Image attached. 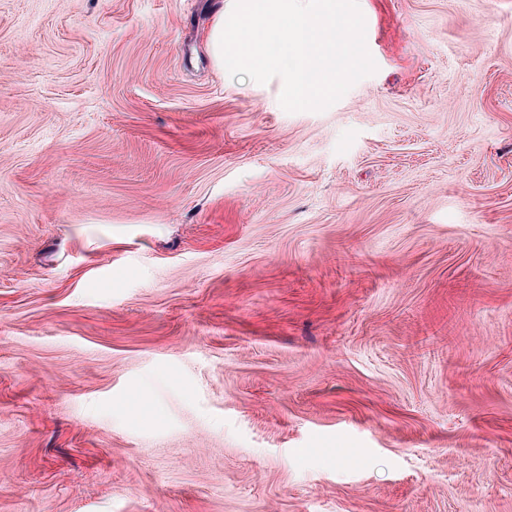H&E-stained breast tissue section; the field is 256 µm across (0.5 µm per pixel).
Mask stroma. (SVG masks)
<instances>
[{"label": "stroma", "instance_id": "stroma-1", "mask_svg": "<svg viewBox=\"0 0 512 512\" xmlns=\"http://www.w3.org/2000/svg\"><path fill=\"white\" fill-rule=\"evenodd\" d=\"M230 2L0 0V512H512V0L295 113Z\"/></svg>", "mask_w": 512, "mask_h": 512}]
</instances>
